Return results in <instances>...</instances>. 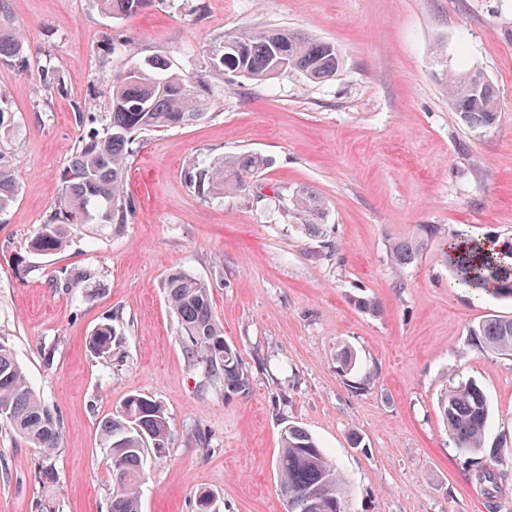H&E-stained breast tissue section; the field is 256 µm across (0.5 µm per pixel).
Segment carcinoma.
Segmentation results:
<instances>
[{
  "mask_svg": "<svg viewBox=\"0 0 512 512\" xmlns=\"http://www.w3.org/2000/svg\"><path fill=\"white\" fill-rule=\"evenodd\" d=\"M101 12L130 18L149 9L157 0H93ZM19 34L12 27L5 0H0V59L22 52ZM343 68L336 46L288 29L242 30L224 37L209 51L206 75L170 73L161 66L138 64L112 77L109 111L102 130L79 141L65 175L58 207L40 225L31 249L50 254L60 249L68 224H110L121 229L128 223L134 203L124 194L127 160L134 153L136 135L181 127L198 121L209 105L208 88L233 73L264 81L283 73H298L310 81H329ZM41 81L50 90L63 92L59 69L42 70ZM448 97L463 123L470 128L496 123L498 107L493 85L479 71L448 76ZM268 160L257 154L227 161L222 157L207 164L187 166L185 178L202 199L242 193L248 179L267 168ZM17 196L13 170L0 154V213ZM289 202L299 223L314 227L327 223V205L315 191L298 187ZM426 224L420 238L394 243L391 261L396 266L414 262L424 241L439 234ZM461 250L446 251L452 271V287L484 298L483 288L495 285L494 294L512 298V241L494 244L492 238H473L463 232L451 237ZM168 303L175 313L188 362L205 367L211 377L224 382V391L238 393L249 386L243 359L224 340L208 286L177 271L165 280ZM471 335L487 350L512 356V317L494 316L471 326ZM117 334L112 323L100 324L88 341L99 356H111ZM448 433L456 450L470 454L482 448L489 415L484 390L475 382L461 384L441 399ZM0 421L8 423L28 442L42 449L50 460L61 439L60 420L36 396L11 349L0 343ZM102 446L109 450L112 469L110 512H139L138 487L150 454L167 448L171 428L160 403L149 396H128L99 424ZM275 467L287 504V512H350L344 484L335 466L304 428L287 424L281 430V450ZM475 478L494 491L503 484V474L484 468Z\"/></svg>",
  "mask_w": 512,
  "mask_h": 512,
  "instance_id": "carcinoma-1",
  "label": "carcinoma"
}]
</instances>
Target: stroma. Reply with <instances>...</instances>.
I'll use <instances>...</instances> for the list:
<instances>
[{"instance_id": "obj_1", "label": "stroma", "mask_w": 512, "mask_h": 512, "mask_svg": "<svg viewBox=\"0 0 512 512\" xmlns=\"http://www.w3.org/2000/svg\"><path fill=\"white\" fill-rule=\"evenodd\" d=\"M22 56L0 62L13 113L0 132L18 195L0 214V340L62 422L55 481L42 483L40 449L0 423V512H108L112 475L99 422L127 396L166 410L171 440L149 459L141 512H195L207 490L216 512H286L275 460L293 423L327 452L351 512H512V357L469 336L512 299L449 295L439 241L397 267L390 247L425 224L445 234L512 237V0H160L112 19L91 0H7ZM288 28L332 42L335 80L284 74L213 84L208 116L146 131L125 184L128 224H70L63 247L27 249L58 205L68 163L88 132L77 107L103 115L113 75L154 59L204 73L207 52L241 29ZM56 66L63 93L40 79ZM480 71L498 93V120L466 127L448 76ZM243 154L268 159L248 195L200 199L189 163ZM307 186L329 208L296 223L288 195ZM182 270L208 285L248 390L188 363L164 290ZM83 275L75 288L67 281ZM378 302L364 312L358 298ZM112 320V355L87 339ZM351 351L354 391L337 363ZM476 381L489 402L483 448L457 452L441 412L446 390ZM362 439L352 447L350 433ZM507 474L488 497L474 479Z\"/></svg>"}]
</instances>
